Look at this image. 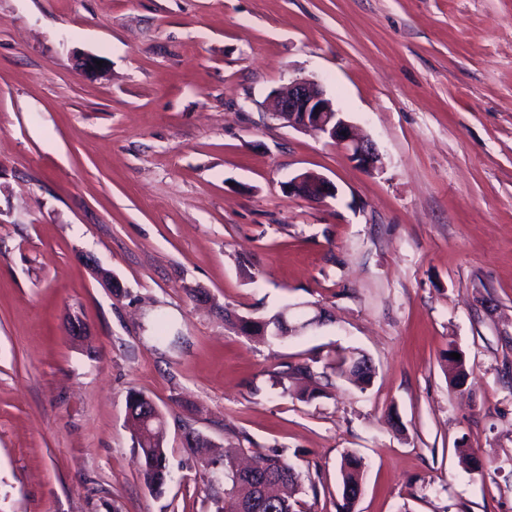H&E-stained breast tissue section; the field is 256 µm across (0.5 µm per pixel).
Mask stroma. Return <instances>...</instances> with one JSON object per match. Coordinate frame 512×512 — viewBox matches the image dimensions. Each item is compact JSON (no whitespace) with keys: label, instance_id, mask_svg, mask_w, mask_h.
Returning <instances> with one entry per match:
<instances>
[{"label":"stroma","instance_id":"35a3bbf8","mask_svg":"<svg viewBox=\"0 0 512 512\" xmlns=\"http://www.w3.org/2000/svg\"><path fill=\"white\" fill-rule=\"evenodd\" d=\"M296 77L379 169L269 116ZM304 172L334 195L288 193ZM284 309L324 321L224 323ZM298 362L322 396L274 384ZM132 391L165 417L159 495ZM189 430L215 473L284 452L300 512H340L348 454L354 512H512V0H0V512H214ZM356 360L363 362L370 360L355 349L341 348L335 351L334 358L329 363L330 368L340 376L347 375L348 380L356 387L364 390L371 382L373 376L363 373ZM139 415H128V420L136 427L134 436V448L140 456L141 474L145 484L149 489L155 492H162L166 481V432L159 427H151L146 435H140L135 420ZM184 437L187 448L198 456L199 460L203 463L206 473L208 466L213 461V456L217 452L216 446L208 438L195 431H187ZM341 489L343 512H352L357 500L356 489L362 483V461L354 455H347L341 463Z\"/></svg>","mask_w":512,"mask_h":512}]
</instances>
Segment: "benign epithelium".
Listing matches in <instances>:
<instances>
[{
	"label": "benign epithelium",
	"mask_w": 512,
	"mask_h": 512,
	"mask_svg": "<svg viewBox=\"0 0 512 512\" xmlns=\"http://www.w3.org/2000/svg\"><path fill=\"white\" fill-rule=\"evenodd\" d=\"M272 118L305 131L325 135L348 152L349 158L361 169L372 172L379 168L380 156L375 144L362 136L342 112L326 98L322 85L308 78H296L282 87L275 96ZM288 192L309 201H321L334 193L333 184L314 173H301L287 183ZM319 321L314 316L302 324L291 325L286 315L278 316L276 328L268 336H280V328L288 334H298Z\"/></svg>",
	"instance_id": "1"
}]
</instances>
